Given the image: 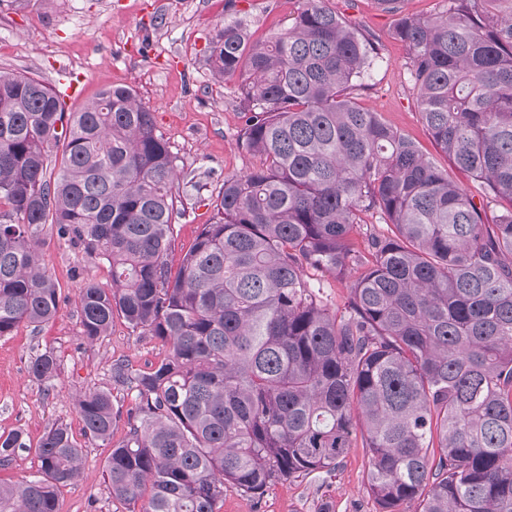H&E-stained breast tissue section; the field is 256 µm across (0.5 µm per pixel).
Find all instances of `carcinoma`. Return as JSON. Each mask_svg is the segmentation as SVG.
Wrapping results in <instances>:
<instances>
[{
  "label": "carcinoma",
  "instance_id": "obj_1",
  "mask_svg": "<svg viewBox=\"0 0 512 512\" xmlns=\"http://www.w3.org/2000/svg\"><path fill=\"white\" fill-rule=\"evenodd\" d=\"M328 2L302 0L263 43L240 18L212 38L260 165L224 178L174 276L176 156L136 91L70 112L42 81L0 71V337L59 312L39 253L50 225L109 267L78 292L86 341L119 317L169 346L145 371L112 363L133 394L118 443L111 390L75 400L85 438L112 446V497L130 512H220L227 484L258 502L336 469L358 423L386 512H512V11L447 0L421 18L378 0L433 142L485 187L477 203L360 102L380 39ZM375 214L391 233L369 234L364 255L350 236ZM354 267L339 316L307 271ZM58 370L50 351L29 366L44 382ZM26 447L1 434L0 467ZM36 455L30 479L0 483V512H57L82 447L56 422Z\"/></svg>",
  "mask_w": 512,
  "mask_h": 512
}]
</instances>
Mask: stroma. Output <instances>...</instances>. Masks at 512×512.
I'll use <instances>...</instances> for the list:
<instances>
[{
	"instance_id": "1",
	"label": "stroma",
	"mask_w": 512,
	"mask_h": 512,
	"mask_svg": "<svg viewBox=\"0 0 512 512\" xmlns=\"http://www.w3.org/2000/svg\"><path fill=\"white\" fill-rule=\"evenodd\" d=\"M300 5L301 0H0V70L33 75L52 87L61 76H70L78 84L67 102L72 111L110 86L137 92L177 157L180 214L166 257L175 271L201 224L211 218L225 177L259 164L239 144L238 85L233 79H214L210 41L234 17L247 20L254 39H270L287 28ZM329 5L381 39L380 59L363 80L362 103L417 141L474 199H481V185L450 167L422 123L406 67L408 50L388 37L393 15L376 0H329ZM40 255L59 284L60 310L48 324L23 323L0 338V434L19 430L28 442L0 468V481L30 478L38 469L34 443L61 421L81 439L83 468L76 482L60 489L58 512H129L128 504L113 498L105 479L111 449L83 439L73 399L89 389H111L119 413L112 439L120 441L132 399L112 385L113 360L125 359L145 370L166 357L168 347L132 333L119 319L109 335L87 344L77 295L87 276L107 281L106 264L82 247L60 242L52 230L42 236ZM47 351L58 357L59 371L55 379L40 382L30 376L29 365ZM367 471V452L357 445L334 472L280 481L257 503L225 488L220 512H381L368 491Z\"/></svg>"
}]
</instances>
